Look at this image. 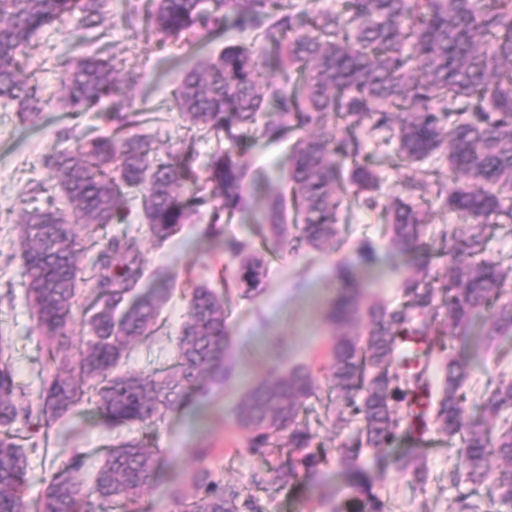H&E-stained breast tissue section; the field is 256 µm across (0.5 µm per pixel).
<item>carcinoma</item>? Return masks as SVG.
Here are the masks:
<instances>
[{"label": "carcinoma", "mask_w": 512, "mask_h": 512, "mask_svg": "<svg viewBox=\"0 0 512 512\" xmlns=\"http://www.w3.org/2000/svg\"><path fill=\"white\" fill-rule=\"evenodd\" d=\"M126 13L128 25L157 47L202 48L224 36L233 19L251 30L253 45H226L182 74L173 109L188 134L216 141L205 168H196L187 144L159 157L155 140L133 128L149 119L133 109L127 88L136 77H116L104 56L102 30L111 0H0V102L35 122L52 107L28 73V49L46 28L79 17L80 33L58 56L63 95L73 112H102L109 131L77 136L71 150L43 159L53 184L40 183L22 196L20 271L47 356L37 402L24 404L10 359L0 354V512H27L23 494L27 456L12 427L19 419L50 428L91 403L109 429L139 425V437L112 445L88 482L73 478V460L56 474L38 500V512H110L138 500L149 484L156 456L152 427L200 377L214 369L229 336L223 298L206 284L193 288L171 367L154 374H120L130 346L154 333L171 289L138 291L144 256L139 238L109 236L124 224L130 196L140 192L141 215L158 245L173 237L199 207L211 208L212 230L224 217L245 210L258 182L249 179L241 154L260 134L271 141L295 137L282 174L284 191L269 200L260 226L276 242L293 224V240L314 250L340 244L339 216L349 196L370 208L380 173L369 141L394 146L397 165L409 170L406 195L387 201L379 218L401 253L423 252L430 210L427 195L443 201L456 223L443 228L451 243L448 274L440 279L421 265L404 278L403 302H364L358 269L341 263L339 288L330 303L333 328L330 370L343 402L336 427L359 426L337 448L355 496L336 512H384L359 466L366 448L381 451L403 434L429 426L461 443L455 484L488 486L492 503L512 509V379L490 385L466 416L471 360L456 342L474 336L483 312L489 322L480 342L491 346L512 333V299H502L503 269L483 257L496 230L512 224V0H343L305 23L297 0H147ZM281 74L265 78L269 58ZM448 164V176L422 167ZM98 254L85 276L81 255ZM238 260L235 288L248 294L266 275L262 256L245 242H225ZM88 336L76 354L68 339L76 311ZM445 311L450 342L436 326ZM367 324V337L353 328ZM448 349L442 390L431 399L428 369L433 348ZM310 373L296 368L252 387L237 412L250 432L249 447L270 446L286 458L268 470V482L288 485L322 464L315 440L299 416L316 394ZM407 411L401 415L400 407ZM493 457L505 461L494 471ZM422 483L416 458L397 461ZM197 492L180 500V512H259L253 498L224 486L203 470Z\"/></svg>", "instance_id": "1"}]
</instances>
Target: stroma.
I'll list each match as a JSON object with an SVG mask.
<instances>
[{"mask_svg": "<svg viewBox=\"0 0 512 512\" xmlns=\"http://www.w3.org/2000/svg\"><path fill=\"white\" fill-rule=\"evenodd\" d=\"M127 8V0H112V14L105 20L112 29L107 54L118 70L138 75L130 91L132 105L159 115V122L145 125L143 131L155 138L164 154L181 148L186 137L178 113L169 109L173 80L178 69L195 66L201 53L194 47L163 51L144 44L123 19ZM76 30L73 22L46 29L29 50L31 70L49 93L59 94L61 88L52 58L64 50ZM106 129L104 119L93 112L78 115L49 109L31 123L23 121L14 108L0 104V348L11 354L16 381L32 396L41 387L46 362L20 275V192L46 179L42 160L47 154L70 148L67 131L100 133ZM287 148L284 141L272 143L262 137L253 141L242 160L268 181L250 196L247 210L218 229H211L209 210L203 207L164 246H155L149 236L141 238L146 267L143 287H159L165 277L173 282L174 292L155 335L134 344L122 370L152 373L172 364L188 294L201 283L224 296L231 345L213 373L157 425L154 443L160 465L150 487L135 503L136 512H178L179 497L193 492L192 477L202 470L255 498L262 512H334L337 503L353 494L337 459L342 437L334 426L336 392L328 358L332 329L327 314L337 289L335 269L344 261L356 264L367 301L393 305L402 302L400 281L415 265L429 262L438 277L448 270L442 240H431L428 253L401 254L390 245L386 226L377 214L355 202L341 213L340 248L317 251L286 245L271 249L257 221L267 198L280 190L274 174ZM231 238L249 242L268 263L263 282L247 296L222 280L224 271L235 268L224 252V242ZM365 241L374 248L370 262L360 259L359 247ZM471 362L468 386L473 393H480L500 376L512 378V335L472 353ZM295 367L308 368L316 381L317 394L307 401L300 420L324 445L327 459L299 483L274 485L265 482L264 476L268 465L280 461V449L253 453L248 433L237 423L236 410L252 385L272 372L286 373ZM199 406L205 409L202 422L195 433H186L184 416ZM18 430L17 441L28 455L26 500L32 505L74 455L83 456L85 466L79 476L88 479L102 464L112 438L88 407L66 415L48 430L34 423L19 425ZM408 451L422 456L428 471L425 484L411 483L395 465L396 456ZM457 459L456 447L430 430L421 440L403 437L381 454L365 451L359 463L372 474L374 492L386 503L387 512H455L459 495L466 491L448 479Z\"/></svg>", "mask_w": 512, "mask_h": 512, "instance_id": "1", "label": "stroma"}]
</instances>
